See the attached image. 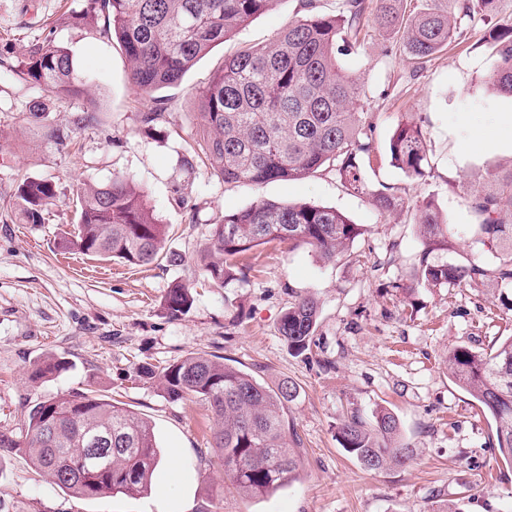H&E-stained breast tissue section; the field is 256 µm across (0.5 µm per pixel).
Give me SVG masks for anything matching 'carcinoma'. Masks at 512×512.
I'll return each mask as SVG.
<instances>
[{
	"label": "carcinoma",
	"mask_w": 512,
	"mask_h": 512,
	"mask_svg": "<svg viewBox=\"0 0 512 512\" xmlns=\"http://www.w3.org/2000/svg\"><path fill=\"white\" fill-rule=\"evenodd\" d=\"M276 0H88L87 13L101 11L130 63L133 86L145 98L179 83L183 75L216 45L272 9ZM366 0H343L339 12L326 15L308 0V13L264 44L224 58L222 70L199 95V149L214 176L226 183L263 185L330 173L350 193L368 196L380 211L407 207L388 187L375 189L366 164L379 150L365 89L340 65L337 55L359 43L366 21ZM377 22L401 33L407 55L416 64L444 51L462 34V20L491 16L498 0H425L406 12L403 0H378ZM483 39L500 64L490 76L495 89L512 97V22L489 27ZM22 74L60 101L85 95L69 53L46 36L30 43ZM387 151L409 180L430 171L420 126L399 123ZM19 215L41 224L56 198L55 185L27 178L17 187ZM77 233L61 242L104 260L135 266L163 255L165 225L158 223L144 193L115 176L79 189ZM477 223L470 225L475 258L448 261L454 232L427 196L413 204L421 251L404 288H512V171L491 174L487 188L469 195ZM366 233L340 210L309 203L261 200L226 213L212 224L199 261L207 279L219 288L249 281L245 255L271 242L307 245L318 259L350 257L354 242ZM193 303L188 289L174 283L163 298L171 318ZM319 318L314 297L298 295L282 313L278 332L288 348L310 350ZM448 372L489 416L498 457L512 465V336L497 347L448 350ZM62 358L46 357L32 371L35 379L65 370ZM148 379L157 374L143 367ZM172 402L196 399L213 418L212 454L200 465H217L237 490L268 495L299 475L300 458L289 443L288 403L299 393L285 380L272 389L225 358L192 353L158 374ZM342 448L369 470L410 465L417 449L400 436L399 421L380 408L366 419L356 411L336 424ZM0 451L25 454L36 473L79 499L145 492L160 460L154 426L111 398L93 391L58 393L40 399L26 413L17 435L0 431Z\"/></svg>",
	"instance_id": "cac0c4a2"
}]
</instances>
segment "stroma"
<instances>
[{"instance_id":"obj_1","label":"stroma","mask_w":512,"mask_h":512,"mask_svg":"<svg viewBox=\"0 0 512 512\" xmlns=\"http://www.w3.org/2000/svg\"><path fill=\"white\" fill-rule=\"evenodd\" d=\"M86 0H0V430H19L27 407L60 392L102 391L154 426L162 461L144 494L74 498L36 474L28 461L0 454V497L42 512H437L466 499L467 512H512V467L492 446V430L472 397L449 377V349L490 348L512 335V291L480 288L404 290L420 245L410 212L383 213L352 195L329 174L263 185L227 184L201 162H189L200 139L194 118L198 93L224 58L271 39L306 15V0H278L224 44L200 59L172 87L142 98L129 82V64L103 15L82 25L54 27L63 14L83 12ZM512 21V0H500L496 18L463 23L460 42L413 68L398 34L368 23L360 47L339 62L369 97L378 142L406 118L421 126L433 167L411 182L385 152L373 159L376 179L413 202L433 196L458 231L452 257L474 249L466 234L474 217L470 192L488 171L512 169V145L474 151V136L489 135L512 99L489 84L499 58L482 41L493 22ZM54 35L73 57L88 94L66 103L24 79L17 65L30 42ZM43 104L44 117L30 110ZM159 113L153 126L141 115ZM94 119L76 124L84 113ZM69 131V147L48 137ZM122 176L141 189L159 223L164 249L180 264L106 262L59 248L78 222L77 189ZM51 180L57 197L41 224L16 216L15 191L26 178ZM260 200L307 202L344 212L366 233L351 258L319 262L310 248H262L249 285L217 288L197 261L210 226L225 213ZM396 245L395 262L375 263ZM183 283L190 310L175 319L163 310L170 285ZM320 308L310 352L297 355L278 333L281 314L296 294ZM192 353L232 360L264 385L295 382L288 422L300 440L299 476L266 496L233 489L223 471H202L213 421L200 401L170 402L157 380L138 375ZM65 358L66 372L32 380L37 360ZM390 409L404 441L418 449L403 469L364 468L336 440L347 411Z\"/></svg>"}]
</instances>
